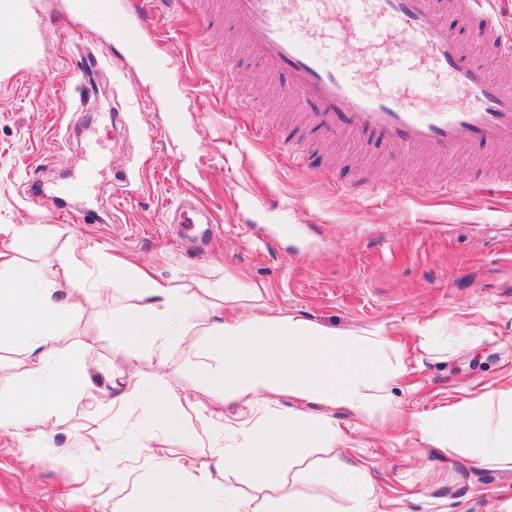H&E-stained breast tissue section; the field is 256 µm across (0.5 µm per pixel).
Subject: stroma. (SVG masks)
Returning <instances> with one entry per match:
<instances>
[{"label": "stroma", "instance_id": "35a3bbf8", "mask_svg": "<svg viewBox=\"0 0 512 512\" xmlns=\"http://www.w3.org/2000/svg\"><path fill=\"white\" fill-rule=\"evenodd\" d=\"M196 4L210 15L205 26L170 0L152 4L167 61L161 79L113 62L111 46L92 33L52 25L23 80L0 73V225L42 241L33 253L17 240L18 269L51 276L90 241L100 249L85 258L89 273L106 256H123L189 288L201 323L219 303L229 315L294 314L340 334L385 327L403 355L404 373L386 389L398 412L367 421L285 396L222 403L184 372L204 337H185L155 375L149 360L113 346L99 306L74 284L81 308L43 357L47 370L81 367L86 376L59 421L0 428V512H114L167 462L192 477L195 465L231 447L229 432L296 412L329 419L335 443L290 466L273 488L213 472L236 488L245 512H268L288 493L325 498L334 512H512V463L436 447L410 425L414 414L458 411L478 398L490 422L512 413V182L489 179L496 163L512 164V146L474 151L459 170L394 148L355 155L321 142L312 126H284L285 102L255 60L239 59L225 87L224 46L234 31L212 0ZM86 46L100 60L92 82L80 70ZM158 81L193 90L179 128L153 93ZM105 133L112 142L96 157L98 182L60 199L84 170L91 140ZM291 141L310 159L289 154ZM185 198L214 223L180 211ZM282 223L294 234L277 236ZM238 282L252 298L239 299ZM415 323L430 328V343L409 333ZM30 363L23 346L0 345V397ZM137 383L175 396L180 434L159 424L152 441L172 449L170 459L135 446L146 417ZM332 462L366 472L373 496H358L350 482L318 483L316 469Z\"/></svg>", "mask_w": 512, "mask_h": 512}]
</instances>
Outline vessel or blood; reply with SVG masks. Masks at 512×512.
Instances as JSON below:
<instances>
[{"label":"vessel or blood","instance_id":"b4317fda","mask_svg":"<svg viewBox=\"0 0 512 512\" xmlns=\"http://www.w3.org/2000/svg\"><path fill=\"white\" fill-rule=\"evenodd\" d=\"M489 0H458L455 16L435 0H220L240 21L237 37L263 70L285 77L324 139L353 148L400 149L463 166L473 150L512 144V90L474 62L461 30L511 50ZM19 38L0 52V70L35 59L44 24L34 0H0ZM55 23L111 39L116 58L153 74L162 59L144 36L142 0H67ZM352 56L353 65L342 64Z\"/></svg>","mask_w":512,"mask_h":512}]
</instances>
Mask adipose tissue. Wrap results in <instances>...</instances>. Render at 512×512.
Wrapping results in <instances>:
<instances>
[{"label":"adipose tissue","instance_id":"obj_1","mask_svg":"<svg viewBox=\"0 0 512 512\" xmlns=\"http://www.w3.org/2000/svg\"><path fill=\"white\" fill-rule=\"evenodd\" d=\"M19 233L15 225H0V337L26 347L34 360L15 394L0 398L1 422L21 425L57 412L64 395L82 383L79 374L65 367L53 371L50 385L41 382L43 348L55 339L59 320L74 308L69 285L86 283L89 294L100 298L115 284H124L132 305L103 308L101 317L111 326L114 346L134 358H148L155 369L165 368L169 350L195 330L193 296L187 288L156 280L122 258H109L91 278L82 251L75 250L51 277L6 280V273L16 269L10 243ZM211 315L204 354L188 370L224 401L285 395L342 408L368 421L393 413L384 390L402 366L387 353L390 342L384 328L339 336L292 314L226 318L216 306ZM411 425L439 447L512 463V417L488 425L481 402L464 411L417 415ZM335 436L329 420L291 414L271 428L256 425L237 431L235 447L224 451L219 466L256 474L275 485L288 464ZM198 472L189 483L181 466L164 467L148 489L127 502L124 512H239L237 492L213 487L208 463H200Z\"/></svg>","mask_w":512,"mask_h":512}]
</instances>
